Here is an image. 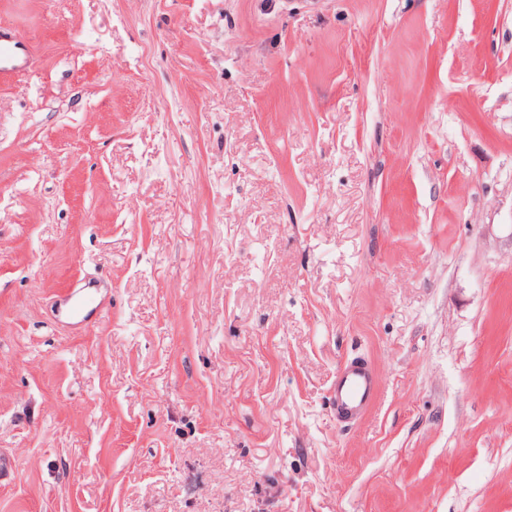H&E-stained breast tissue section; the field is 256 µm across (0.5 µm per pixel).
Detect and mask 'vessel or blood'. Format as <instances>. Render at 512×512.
Masks as SVG:
<instances>
[{
  "mask_svg": "<svg viewBox=\"0 0 512 512\" xmlns=\"http://www.w3.org/2000/svg\"><path fill=\"white\" fill-rule=\"evenodd\" d=\"M34 63L31 39L27 32L15 28L0 33V80L28 72ZM59 300L71 318L84 320L97 302L95 293L73 296L63 292ZM378 381L372 369L363 362L346 365L336 376L332 401L336 417L343 422L359 418L375 400Z\"/></svg>",
  "mask_w": 512,
  "mask_h": 512,
  "instance_id": "1",
  "label": "vessel or blood"
}]
</instances>
